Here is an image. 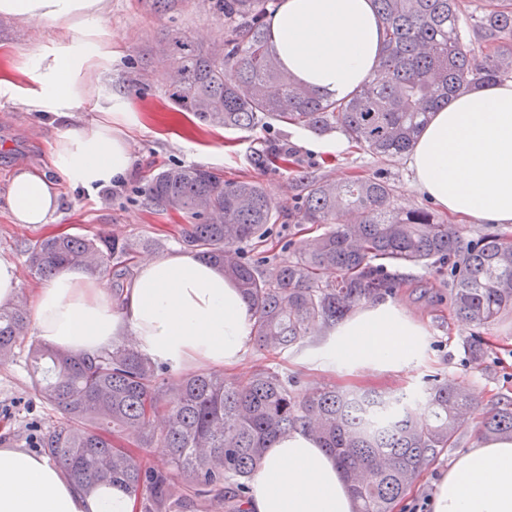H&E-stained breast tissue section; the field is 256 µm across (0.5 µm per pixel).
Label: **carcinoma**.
Masks as SVG:
<instances>
[{
	"mask_svg": "<svg viewBox=\"0 0 512 512\" xmlns=\"http://www.w3.org/2000/svg\"><path fill=\"white\" fill-rule=\"evenodd\" d=\"M468 2L374 0L384 25L375 76L336 100L281 67L267 26L273 0H202L224 19V41L204 48L169 33L167 98L209 127L246 131L272 120L336 129L377 157L402 156L432 110L512 78V0H481L473 9ZM463 16L481 36L478 53L462 34ZM256 161L290 167L275 145ZM141 193L148 206L191 218L179 243L238 285L254 307V342L268 353L296 348L396 294L401 283L388 275L391 265L448 266V304L474 334L512 319V237L465 242L432 210L396 207L379 178L310 182L301 222L324 231L292 242L291 255L264 272L239 251L266 242L269 225L283 217L260 184L182 165L153 174ZM157 245L62 234L35 241L29 263L40 278L76 266L108 274ZM28 327L26 301L0 307V363L17 356ZM25 365L62 415L41 440L45 454L88 493L123 488L137 512H188L201 502L203 512H246L245 490L265 449L291 431L313 436L336 458L355 512H392L470 417L480 415L486 437L512 435L511 398L486 408L446 377L422 391L429 412L422 420L405 393L322 387L301 394L296 379L271 367L243 378L210 371L167 380L129 341L92 356L34 345ZM153 448L162 449V463L147 462Z\"/></svg>",
	"mask_w": 512,
	"mask_h": 512,
	"instance_id": "1",
	"label": "carcinoma"
}]
</instances>
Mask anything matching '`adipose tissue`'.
Returning a JSON list of instances; mask_svg holds the SVG:
<instances>
[{"label":"adipose tissue","mask_w":512,"mask_h":512,"mask_svg":"<svg viewBox=\"0 0 512 512\" xmlns=\"http://www.w3.org/2000/svg\"><path fill=\"white\" fill-rule=\"evenodd\" d=\"M105 0H0V17L54 21L59 32L19 67V94L59 117L48 169L14 174L8 205L15 223L50 224L60 183L99 190L133 166L127 131L138 113L93 87L91 75L112 64L115 36L101 23ZM281 65L299 82L336 99L370 81L383 48V23L372 0H280L270 19ZM97 118H74L85 106ZM408 164L418 191L448 215L512 229V81L449 100L434 110ZM36 333L74 353L94 354L132 336L153 361L181 370L239 364L252 312L238 285L203 258L172 253L140 263L130 286L112 296L84 268L66 267L38 289ZM421 330L397 307L370 304L337 326L326 352L355 368L393 370L421 352ZM122 489L87 495L58 466L17 448H0V512H134ZM248 512H354L335 459L302 433L279 435L266 449L247 496ZM433 512H512V437L475 439L444 473Z\"/></svg>","instance_id":"1"}]
</instances>
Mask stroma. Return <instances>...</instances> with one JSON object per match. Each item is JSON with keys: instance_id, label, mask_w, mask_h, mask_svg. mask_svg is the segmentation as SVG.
Returning <instances> with one entry per match:
<instances>
[{"instance_id": "obj_1", "label": "stroma", "mask_w": 512, "mask_h": 512, "mask_svg": "<svg viewBox=\"0 0 512 512\" xmlns=\"http://www.w3.org/2000/svg\"><path fill=\"white\" fill-rule=\"evenodd\" d=\"M103 23L112 29V67L96 72L94 82L107 85L123 96L140 122L130 135L133 167L121 186L86 192L61 185V204L54 220L63 232L88 237H115L134 244L158 239L165 252L179 250L173 229L186 225L181 214H162L145 208L140 190L154 171L174 165H198L223 172L225 178L259 182L283 210L282 223L273 225L265 247L267 257H287L289 241L303 238L298 203L310 181L337 180L351 176H378L394 190L398 206L420 208L429 201L413 184L406 158L380 159L347 147L333 150L339 132L317 134L287 125L259 126L251 131H227L200 125L188 113L176 111L164 94L165 66L157 45L168 30L186 33L200 46L224 36V22L205 11L200 0H177L170 10L158 8L155 0H106ZM58 29L49 21L21 22L0 18V78L24 84L17 60L37 53L56 37ZM58 119L23 104L18 97L0 93V260L13 263L19 273V294L33 299L43 281L32 275L28 246L48 236L49 227L14 223L7 204L13 172L21 166L43 167ZM288 149L295 165L284 171L258 168L255 152L269 143ZM396 273L404 283L395 305L418 322L423 331L422 356L389 371H353L343 364L323 360L324 335L309 337L298 348L272 356L249 346L234 374L245 376L268 365L285 376L298 377L302 387L336 386L376 391L413 393L429 375L452 378L471 389L481 404L512 397V322L494 328L493 347L487 348L481 365L470 361L475 341L469 330L458 325L448 308V272L437 268L400 267ZM306 358L322 360L317 371L302 368ZM60 413L41 395L22 360L0 364V448L35 452L40 431L56 425ZM476 423L462 428L454 447L444 449L406 495L394 512H410L425 495L435 494L444 471L460 450L471 447Z\"/></svg>"}]
</instances>
